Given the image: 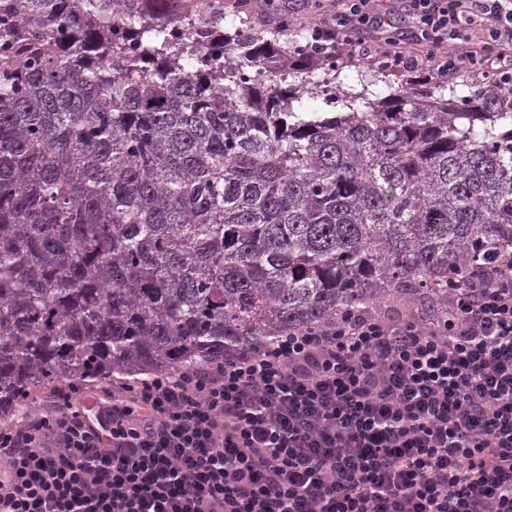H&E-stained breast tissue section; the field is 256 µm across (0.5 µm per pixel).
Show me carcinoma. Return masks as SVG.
I'll use <instances>...</instances> for the list:
<instances>
[{
  "label": "carcinoma",
  "instance_id": "1",
  "mask_svg": "<svg viewBox=\"0 0 512 512\" xmlns=\"http://www.w3.org/2000/svg\"><path fill=\"white\" fill-rule=\"evenodd\" d=\"M224 0H0V424L60 378L199 368L387 302L432 314L512 249V91L336 70Z\"/></svg>",
  "mask_w": 512,
  "mask_h": 512
}]
</instances>
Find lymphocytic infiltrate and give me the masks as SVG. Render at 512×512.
<instances>
[{
    "mask_svg": "<svg viewBox=\"0 0 512 512\" xmlns=\"http://www.w3.org/2000/svg\"><path fill=\"white\" fill-rule=\"evenodd\" d=\"M336 0L312 56L512 89V0ZM481 22L480 38L470 27ZM55 386L0 426V512H512V252L434 314H349L203 369Z\"/></svg>",
    "mask_w": 512,
    "mask_h": 512,
    "instance_id": "1",
    "label": "lymphocytic infiltrate"
}]
</instances>
